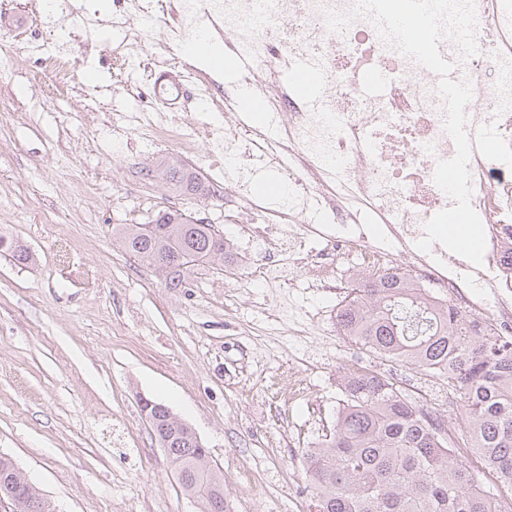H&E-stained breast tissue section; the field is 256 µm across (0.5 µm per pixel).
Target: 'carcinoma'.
Returning a JSON list of instances; mask_svg holds the SVG:
<instances>
[{"label": "carcinoma", "mask_w": 512, "mask_h": 512, "mask_svg": "<svg viewBox=\"0 0 512 512\" xmlns=\"http://www.w3.org/2000/svg\"><path fill=\"white\" fill-rule=\"evenodd\" d=\"M159 167L180 194H210V185L181 160L164 158ZM115 232L139 261L158 270L167 265L165 283L172 289L183 287L190 264L226 249L213 225L181 209L159 213L149 232L135 224ZM0 252L19 263L31 259L27 249L2 237ZM336 325L377 358L443 380L463 412V428L453 436L442 432L436 419L380 372L345 371L336 424L306 452L315 512H512V341L430 301L395 268L359 279L337 311ZM141 410L199 512H230L224 474L213 469L194 429L151 399ZM456 448L476 449L499 485L478 483L454 455ZM1 491L10 494L14 512H55L2 456Z\"/></svg>", "instance_id": "1"}]
</instances>
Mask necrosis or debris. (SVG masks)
<instances>
[{
  "label": "necrosis or debris",
  "mask_w": 512,
  "mask_h": 512,
  "mask_svg": "<svg viewBox=\"0 0 512 512\" xmlns=\"http://www.w3.org/2000/svg\"><path fill=\"white\" fill-rule=\"evenodd\" d=\"M353 14L345 33L331 32L326 10ZM354 0H175L177 26L199 12L221 20L225 53L248 58L242 77L282 123L264 147L243 146L237 127L190 122L160 125L157 135L224 155V178L212 192L247 197L257 171L281 176L283 204L258 200L250 208L267 224L283 225L271 241L268 271L278 274L282 257L297 259L311 233L325 247L311 251L323 272L335 254L355 252L360 264L401 262L416 287L432 300L450 302L501 337L512 338V0H476L478 51L454 58L456 76L469 80L473 98L467 124L492 131L490 145L475 150L469 166L471 202L486 234L482 266L433 244L416 247L424 225L447 208L449 198L433 181L439 161L455 146L444 129V102L437 76L385 44L375 24L354 15ZM320 73L316 103L298 97L283 75L298 59ZM381 75L382 85L368 77ZM336 215L337 224L314 230L309 214Z\"/></svg>",
  "instance_id": "necrosis-or-debris-1"
}]
</instances>
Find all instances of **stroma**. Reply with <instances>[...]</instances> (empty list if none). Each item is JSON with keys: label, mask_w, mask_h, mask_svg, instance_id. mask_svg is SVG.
<instances>
[{"label": "stroma", "mask_w": 512, "mask_h": 512, "mask_svg": "<svg viewBox=\"0 0 512 512\" xmlns=\"http://www.w3.org/2000/svg\"><path fill=\"white\" fill-rule=\"evenodd\" d=\"M112 3L67 0L47 17L29 0H0V30L16 45L0 67V236L32 255H0V455L59 512H197L141 413L147 397L206 444L231 512H310L305 452L336 421L343 368L373 366L420 403L439 381L339 335L336 312L359 276L350 259L333 264L332 290L302 269L269 285L249 279L264 252L238 239L173 290L125 251L113 226L162 210L219 230L237 219L241 202L170 188L157 164L180 151L153 127L223 122V88L242 81L221 78L206 102L160 104L153 73L192 63L184 36H161L169 0L119 28ZM34 34L44 52L64 53L65 96H47ZM130 113L143 122L115 148L112 126ZM298 379L303 393L289 395Z\"/></svg>", "instance_id": "stroma-1"}]
</instances>
